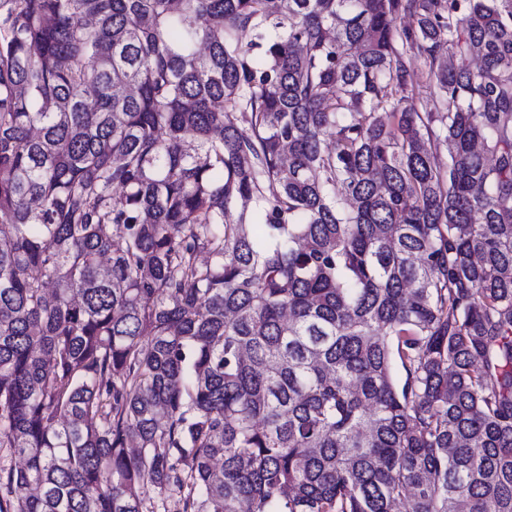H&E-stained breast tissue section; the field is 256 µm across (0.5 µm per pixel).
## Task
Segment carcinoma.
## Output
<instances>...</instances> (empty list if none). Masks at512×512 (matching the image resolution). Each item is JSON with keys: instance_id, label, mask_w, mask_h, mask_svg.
<instances>
[{"instance_id": "cac0c4a2", "label": "carcinoma", "mask_w": 512, "mask_h": 512, "mask_svg": "<svg viewBox=\"0 0 512 512\" xmlns=\"http://www.w3.org/2000/svg\"><path fill=\"white\" fill-rule=\"evenodd\" d=\"M0 447V512H512V0H0ZM407 67L413 70V79L411 80L417 93V107L421 112H436L439 103L431 93L426 79V66L424 60L417 56H408Z\"/></svg>"}]
</instances>
